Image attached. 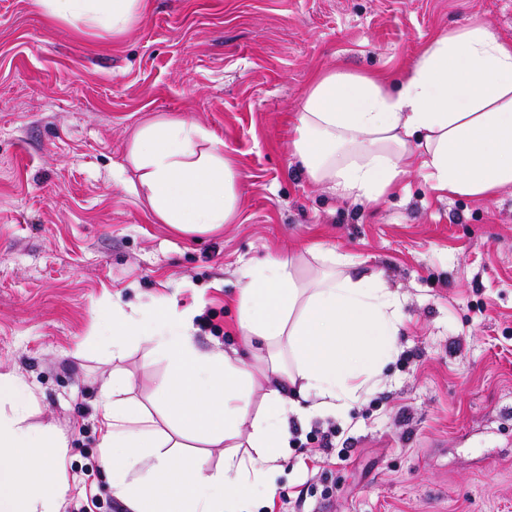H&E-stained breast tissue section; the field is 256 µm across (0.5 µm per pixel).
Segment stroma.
Here are the masks:
<instances>
[{
    "mask_svg": "<svg viewBox=\"0 0 512 512\" xmlns=\"http://www.w3.org/2000/svg\"><path fill=\"white\" fill-rule=\"evenodd\" d=\"M472 26L512 44V0H151L119 37L0 0V373L33 390L29 423L67 441L60 512L90 495L95 512H127L99 466L113 373L162 407L165 361L139 342L113 356V310L204 301L197 346L249 364L241 265L300 251L306 276L312 245L397 295V353L347 416L291 422L255 512H512V185L442 195L413 169L376 202L344 200L290 146L316 74L396 80ZM162 115L203 125L233 159L239 214L223 232L178 236L120 182L132 132Z\"/></svg>",
    "mask_w": 512,
    "mask_h": 512,
    "instance_id": "35a3bbf8",
    "label": "stroma"
}]
</instances>
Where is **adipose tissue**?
<instances>
[{"label": "adipose tissue", "instance_id": "obj_1", "mask_svg": "<svg viewBox=\"0 0 512 512\" xmlns=\"http://www.w3.org/2000/svg\"><path fill=\"white\" fill-rule=\"evenodd\" d=\"M51 20L125 34L148 0H36ZM291 147L307 179L367 202L396 188L418 166L432 189L492 197L512 184V45L491 30L466 27L431 40L397 84L375 74L333 70L315 77L300 101ZM124 187L155 219L183 235L216 233L236 220L233 161L206 127L159 116L132 134ZM331 271L302 277L295 260L248 262L237 298L238 329L255 348L246 366L228 352L200 350L194 312L148 307L116 312L112 351L149 344L167 363L160 394L169 414L156 422L129 397L131 382L104 384L100 462L129 512H246L275 486L288 452L287 421L344 414L364 383L392 355L402 324L395 296L379 276L353 274V262L328 254ZM280 383L250 409L257 374ZM30 386L0 373V512H59L65 492V438L29 424ZM249 437H242L244 421ZM223 448L187 463L181 440ZM248 452H241V445Z\"/></svg>", "mask_w": 512, "mask_h": 512}]
</instances>
